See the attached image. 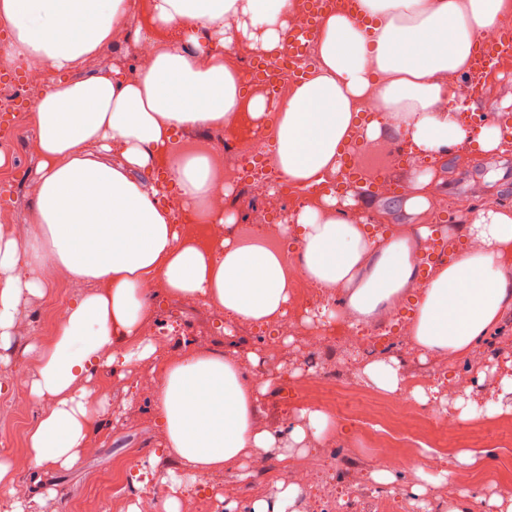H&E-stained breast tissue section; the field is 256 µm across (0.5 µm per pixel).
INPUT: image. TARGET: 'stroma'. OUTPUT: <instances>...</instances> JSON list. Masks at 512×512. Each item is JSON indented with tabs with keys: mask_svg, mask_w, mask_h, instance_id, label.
I'll list each match as a JSON object with an SVG mask.
<instances>
[{
	"mask_svg": "<svg viewBox=\"0 0 512 512\" xmlns=\"http://www.w3.org/2000/svg\"><path fill=\"white\" fill-rule=\"evenodd\" d=\"M511 96L512 56L496 62L475 90L466 92L465 102L468 109L489 115L500 111L503 101ZM2 126L24 131L16 152L8 155L6 164L0 166V210L12 212L11 230L24 242L31 235L28 217L36 198L27 193L23 183L33 179L40 162L35 149L36 133L31 129V114L27 111L0 112ZM379 147L395 155L385 169L391 190L376 189L369 193L376 203L373 216L384 223L423 222L445 227L472 205H512V149L474 158L460 151L450 152L440 162V181L434 187L430 212L417 217L406 213L402 204L405 173L408 168L425 166V159L399 158L401 139L394 134L381 141ZM84 289V284L61 273H52L45 296L31 299L24 308L7 352L9 361L7 365H0V460L11 463L13 472L11 494L0 493V512H6L14 497L31 500V512H127L135 497L147 496L160 502L166 496V488L159 482L158 475L175 467L176 462L157 454L163 433L155 416L154 383L148 365L136 363L126 367L121 379L108 370L97 373L94 387L107 396V412L100 431L92 435L75 466L45 475L44 482L53 487V496L40 501L34 498L37 486L27 454V432L35 423L40 406L28 391L16 387L14 377L17 370H35L39 348L55 333L54 328L48 327L44 315L48 301L58 299L66 305ZM145 332L158 343L165 357L178 353L181 340L186 336L196 339L203 347L231 343L240 353L256 352L259 357L256 372L272 381L261 400L258 423L279 428L296 420L297 411L303 406L300 394L306 384L300 364L306 346L301 337H293L288 342L280 326L261 329L246 322L236 323L228 331L217 312L196 302L168 297L159 298L153 304ZM493 355L500 361L498 373L483 378L482 384L475 388L478 394H487L498 374L506 373V364L512 360V310L505 314L494 344L478 348L469 361L450 364L435 357L424 359L407 345L403 346L399 359L404 374L426 375L428 385L438 388L440 395L445 396L457 374L477 377ZM505 422L502 416L466 422L469 439L464 443L465 448L478 451L492 448L497 457L472 468L459 464L456 457H449L448 469L459 473L462 482L429 486L425 500L430 507H437L462 493L485 499L496 494V485L488 481L487 475L502 466L504 457H512V438L501 430ZM334 442L341 455L336 461L333 489L302 486L296 504L298 512H313L321 497L329 492L336 496V512H377L369 496L374 466L360 428L346 420L339 422ZM321 446V441H311L305 455L290 459L280 458L278 450L273 449L246 460L244 466L204 476L184 494L181 512H225L229 505L235 512H247L254 499L274 495L278 484L297 483L299 473ZM153 454L158 457L154 472L139 473L136 484L128 485L121 494H112L106 487L104 479L111 475L113 466L122 463L137 471L140 462ZM252 469L273 473L275 479L246 490L243 479L246 471Z\"/></svg>",
	"mask_w": 512,
	"mask_h": 512,
	"instance_id": "1",
	"label": "stroma"
}]
</instances>
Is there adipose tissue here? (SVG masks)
I'll use <instances>...</instances> for the list:
<instances>
[{"instance_id": "adipose-tissue-1", "label": "adipose tissue", "mask_w": 512, "mask_h": 512, "mask_svg": "<svg viewBox=\"0 0 512 512\" xmlns=\"http://www.w3.org/2000/svg\"><path fill=\"white\" fill-rule=\"evenodd\" d=\"M301 0H0V22L14 41L5 63L56 73L33 108L36 207L20 242L0 228V364L31 297L46 292L48 270L86 284L69 304L52 341L41 348L29 393L41 406L29 430L33 468L74 464L98 428L105 403L91 383L103 369L145 363L154 377L162 450L180 467L162 473L163 512H181L179 491L197 476L223 472L243 459L281 449L305 454L307 439H329L336 424L303 409L299 423L258 426L266 385L255 384L237 352L185 341L158 359L145 334L155 297L199 301L227 323L273 325L287 318L298 278L336 299L332 318L355 328L380 322L402 302L404 329L422 356L470 359L512 309V208L484 204L449 227L455 255L428 275L418 270L431 231L406 224L380 231L365 196L326 192L283 218V248L241 245L225 234L201 241L170 218L180 202L189 223L232 225L216 209L213 187L222 161L182 146L181 131H236L249 121L271 133L273 163L283 181L307 190L341 172L353 137L364 145L400 135L410 153L441 157L452 149L496 152L502 113L476 129L463 126L449 102L461 97L482 32L512 19V0H358L356 13H327L317 28V63L271 101L246 82L234 54L272 58ZM148 19L138 27L136 10ZM199 30L210 45L195 53L166 31ZM135 34L155 43L149 67L136 76L119 65L80 80L68 72ZM364 378L386 393L410 390L428 402L430 389L408 388L401 362L366 363ZM461 420L512 412V374L482 399L457 398Z\"/></svg>"}]
</instances>
